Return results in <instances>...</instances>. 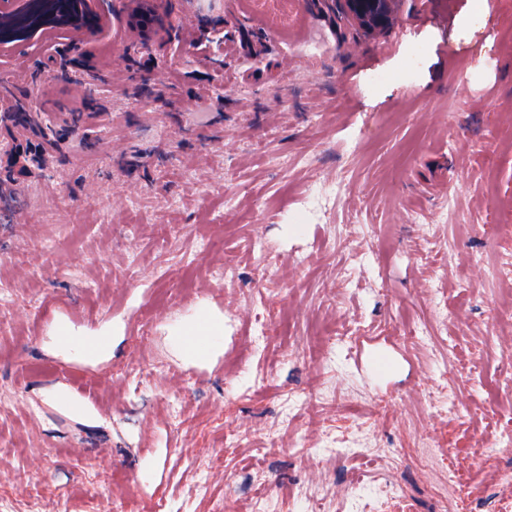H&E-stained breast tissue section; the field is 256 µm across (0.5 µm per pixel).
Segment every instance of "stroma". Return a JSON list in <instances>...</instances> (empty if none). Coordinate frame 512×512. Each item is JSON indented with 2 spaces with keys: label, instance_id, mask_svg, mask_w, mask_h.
Masks as SVG:
<instances>
[{
  "label": "stroma",
  "instance_id": "obj_1",
  "mask_svg": "<svg viewBox=\"0 0 512 512\" xmlns=\"http://www.w3.org/2000/svg\"><path fill=\"white\" fill-rule=\"evenodd\" d=\"M96 10L76 48L0 55V113L68 156L0 154V512H352L387 480L366 512H449L452 451L478 512L512 501V449L483 453L512 425V0H400L373 35L331 0ZM201 308L224 339L191 359L171 331ZM451 395L475 411L433 413ZM57 342L61 348L84 357H97L104 352L112 351V339L108 336H73L67 331H62Z\"/></svg>",
  "mask_w": 512,
  "mask_h": 512
}]
</instances>
